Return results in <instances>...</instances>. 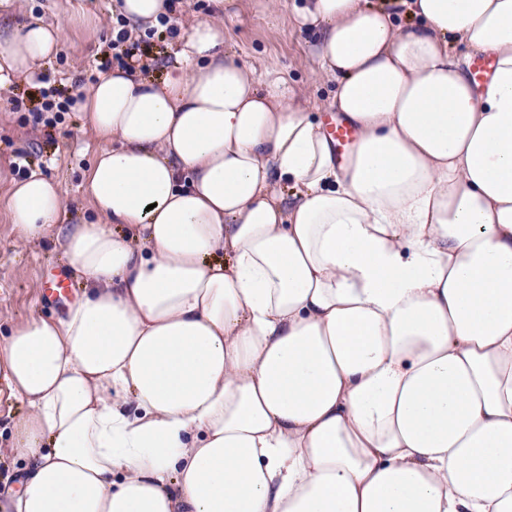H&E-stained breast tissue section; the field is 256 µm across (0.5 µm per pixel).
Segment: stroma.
<instances>
[{
  "label": "stroma",
  "instance_id": "obj_1",
  "mask_svg": "<svg viewBox=\"0 0 512 512\" xmlns=\"http://www.w3.org/2000/svg\"><path fill=\"white\" fill-rule=\"evenodd\" d=\"M300 0H178L170 21L188 29L199 21L221 23L235 59L256 69L277 67L303 94L302 102L318 122L328 121L335 88L319 76L313 62L318 34L297 27L294 9ZM117 0H0V43L25 25L41 22L59 27L61 41L48 61L29 74L0 84V336L16 324L37 318H58L65 309L46 301L43 288L57 270H69L54 235L29 244L17 236L6 198L19 177L12 165L25 153L30 172L54 180L65 207L58 226L96 222L86 174L103 145L84 128L80 112L65 113L55 128L26 124L30 110L42 103L40 90L50 84L71 89L77 77L95 74L111 55L112 19ZM20 111H13V102ZM21 402L9 398L0 384V488L10 485L25 461L12 450V421L23 413Z\"/></svg>",
  "mask_w": 512,
  "mask_h": 512
}]
</instances>
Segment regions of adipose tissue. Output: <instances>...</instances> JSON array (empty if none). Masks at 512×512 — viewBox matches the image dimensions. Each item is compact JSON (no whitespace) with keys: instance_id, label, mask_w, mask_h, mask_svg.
Here are the masks:
<instances>
[{"instance_id":"ef3b65f1","label":"adipose tissue","mask_w":512,"mask_h":512,"mask_svg":"<svg viewBox=\"0 0 512 512\" xmlns=\"http://www.w3.org/2000/svg\"><path fill=\"white\" fill-rule=\"evenodd\" d=\"M354 141L206 21L76 109L82 294L0 344L29 461L0 512H512V0H306ZM35 24L0 82L53 55ZM493 59L476 81L473 57ZM58 185L10 193L55 226Z\"/></svg>"}]
</instances>
